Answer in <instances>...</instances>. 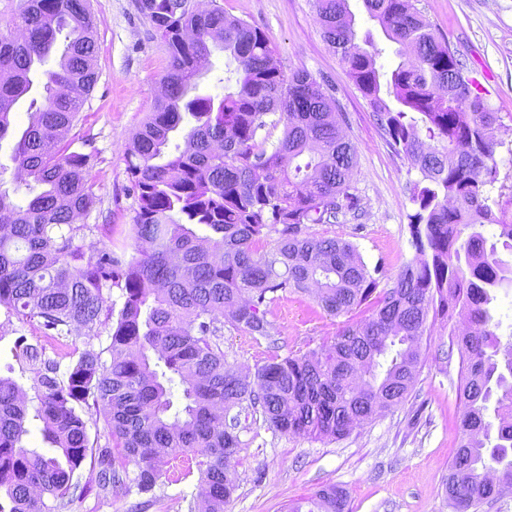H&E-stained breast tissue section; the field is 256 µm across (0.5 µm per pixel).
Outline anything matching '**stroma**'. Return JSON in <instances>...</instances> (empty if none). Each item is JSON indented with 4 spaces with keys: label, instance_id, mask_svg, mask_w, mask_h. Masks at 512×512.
Returning a JSON list of instances; mask_svg holds the SVG:
<instances>
[{
    "label": "stroma",
    "instance_id": "35a3bbf8",
    "mask_svg": "<svg viewBox=\"0 0 512 512\" xmlns=\"http://www.w3.org/2000/svg\"><path fill=\"white\" fill-rule=\"evenodd\" d=\"M219 2L226 13L262 28L284 72L308 71L335 98L341 129L358 147L350 191L359 211L334 224L311 225L309 231L353 242L368 267H380V287H391L401 264L414 256L411 188L419 172L389 145L368 101L325 43L313 0ZM412 3L486 89L502 128L512 129V0ZM90 9L97 20L98 79L75 131L91 139L85 175L97 203L78 217L92 227L78 243L92 253L104 241L96 225H111L117 241L130 231L136 203L126 150L155 109L168 56L139 0H90ZM266 317L275 327L270 340L224 327V355L243 376L253 377L271 357L316 347L342 325L341 318L327 315L311 295L301 293H276L266 305ZM38 333L36 325L0 308V376L9 375L16 363V339ZM447 339V324L436 323L422 342L419 375L406 400L338 440L276 431L265 422L260 406H244L237 428L241 445L231 462L235 489L224 512H286L287 506L331 485L344 492L348 512H451L441 484L458 447L456 420L462 403L459 362L441 353ZM199 485V472L171 469L155 502L142 512H190Z\"/></svg>",
    "mask_w": 512,
    "mask_h": 512
}]
</instances>
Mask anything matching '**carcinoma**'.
I'll return each instance as SVG.
<instances>
[{"label": "carcinoma", "instance_id": "carcinoma-1", "mask_svg": "<svg viewBox=\"0 0 512 512\" xmlns=\"http://www.w3.org/2000/svg\"><path fill=\"white\" fill-rule=\"evenodd\" d=\"M140 2L169 64L127 154L137 202L122 242L127 260L75 243L86 228L75 217L97 203L84 175L89 138L72 133L97 81L95 17L84 0H24L21 36L0 32V141L31 97L10 159L32 193L19 204L0 192V307L43 330L32 343L15 341L34 396L0 377V512H63L95 487L152 495L179 455L199 471L200 512H224L240 448L231 410L248 401L277 431L340 439L407 398L423 337L439 320L448 348L459 347L463 402L444 495L455 512L498 500L484 473L512 478V344L500 347L492 303L512 288V215L486 192L498 175L500 117L466 64L411 0H362L397 45L400 61L387 72L385 49L369 35L357 42L350 0H314L324 41L421 175L412 189L415 256L379 292L380 270L356 245L306 232L357 208L349 193L357 146L337 123L335 99L308 72L285 74L265 33L217 4ZM61 39L59 60L46 66ZM213 47L237 62L220 98L198 92ZM279 127L277 141H257L258 131ZM179 134L183 148L173 145ZM114 286L124 298L117 312L104 294ZM312 287L325 313L345 317L336 336L242 377L220 346L224 314L270 338L267 294ZM103 326L99 351H65L75 328L91 342ZM176 379L184 404L171 418ZM89 419L104 445L90 440ZM33 420L53 453L24 444ZM85 464L94 487L75 477ZM307 512H346L345 496L321 489Z\"/></svg>", "mask_w": 512, "mask_h": 512}]
</instances>
